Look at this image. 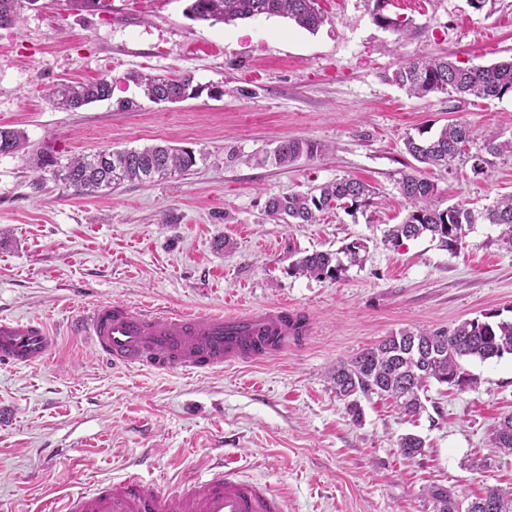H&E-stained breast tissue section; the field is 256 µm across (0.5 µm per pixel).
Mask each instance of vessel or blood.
<instances>
[{
  "label": "vessel or blood",
  "mask_w": 512,
  "mask_h": 512,
  "mask_svg": "<svg viewBox=\"0 0 512 512\" xmlns=\"http://www.w3.org/2000/svg\"><path fill=\"white\" fill-rule=\"evenodd\" d=\"M70 331L115 365L200 373L266 361L301 341L306 327L299 314L281 305L224 315L111 301L77 315ZM53 351L43 322L0 318V363L37 365ZM48 512H286V501L268 485L239 478L236 467L224 461L209 478H186L171 491L130 471L68 495Z\"/></svg>",
  "instance_id": "vessel-or-blood-1"
}]
</instances>
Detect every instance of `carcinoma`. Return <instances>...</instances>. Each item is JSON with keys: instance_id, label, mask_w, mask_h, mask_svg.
<instances>
[{"instance_id": "1", "label": "carcinoma", "mask_w": 512, "mask_h": 512, "mask_svg": "<svg viewBox=\"0 0 512 512\" xmlns=\"http://www.w3.org/2000/svg\"><path fill=\"white\" fill-rule=\"evenodd\" d=\"M22 0H0V26L20 22ZM374 21L394 33L404 31L410 20L384 13L388 0H371ZM188 16L198 21L233 24L259 17H285L299 27L314 32L326 21L318 0H191ZM127 80L138 86L150 101L162 98L189 99L195 96L193 77L185 73L132 72ZM390 81L409 96L423 99L446 94L451 101L503 99L512 96V58L489 65H466L446 56L434 55L405 60L393 71ZM60 109H78L112 97V84L104 79L61 83L52 92ZM473 128L462 120H452L434 135L407 137V153L418 163L399 181L402 197L410 205L405 219L389 226L384 242L399 247L405 240L428 236L453 250L463 244L465 228L480 217L488 224L507 227L512 245V194L498 199L480 216L462 205L439 209L432 204L436 185L425 173L447 171L456 160L475 167L480 161L491 164L490 157L512 151V140H488L476 145ZM26 144L22 132L0 128V154L21 150ZM319 145L306 139H284L270 151L252 157L256 167H287L303 158L311 159ZM196 164L195 155L184 149L155 145L143 149H104L73 157L57 170L64 188L81 195L110 194L126 182L151 183L172 174H184ZM372 189L354 178H340L306 191L270 195L265 212L274 221L287 224H316L320 214L336 206L366 205ZM340 258L330 252L316 251L300 258L294 269L309 277L332 278L342 270ZM512 355V320L490 322L467 319L450 330H402L377 345L366 348L349 360H341L329 370L337 396L347 401L353 419L360 418L357 396L377 394L394 400L405 416L415 417L424 409L420 392L434 379L460 389L474 383L462 366L467 358L486 361ZM497 447L512 453V416L505 417L496 432ZM400 455L412 458L422 453L424 441L406 434L398 441ZM436 503V512H512V488L487 486L482 494L460 501L443 487L428 490Z\"/></svg>"}]
</instances>
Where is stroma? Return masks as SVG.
I'll return each mask as SVG.
<instances>
[{"mask_svg":"<svg viewBox=\"0 0 512 512\" xmlns=\"http://www.w3.org/2000/svg\"><path fill=\"white\" fill-rule=\"evenodd\" d=\"M389 0L408 18L396 34L367 0H319L327 20L308 32L280 17L212 25L189 0H39L0 27V128L26 150L0 155V316L42 321L52 357L0 365V512L42 503L139 467L161 487L206 476L231 457L241 478L283 492L286 512H435L430 486L458 496L512 486V455L495 446L512 414V355L464 360L462 391L430 383L408 420L391 400L360 397L352 419L327 373L337 361L404 329L447 330L487 314L512 320V246L501 226L476 222L451 252L423 237L393 248L382 237L409 211L398 181L412 162L407 136L451 118L479 139L512 140V98L461 104L408 96L390 76L406 59L445 53L488 65L512 56V0ZM188 72L195 98L154 103L132 72ZM104 78L110 100L75 111L49 100L58 83ZM284 138L321 146L311 159L255 167L249 155ZM170 144L192 150L188 172L106 196H77L38 167L78 153ZM343 177L370 184L369 204L338 207L316 224L264 212L271 194ZM434 204L482 210L512 194V155L483 174L434 172ZM360 242L335 278L294 262ZM104 301L232 314L288 305L303 341L262 363L201 373L115 368L68 324ZM425 442L399 454L401 435Z\"/></svg>","mask_w":512,"mask_h":512,"instance_id":"1","label":"stroma"}]
</instances>
